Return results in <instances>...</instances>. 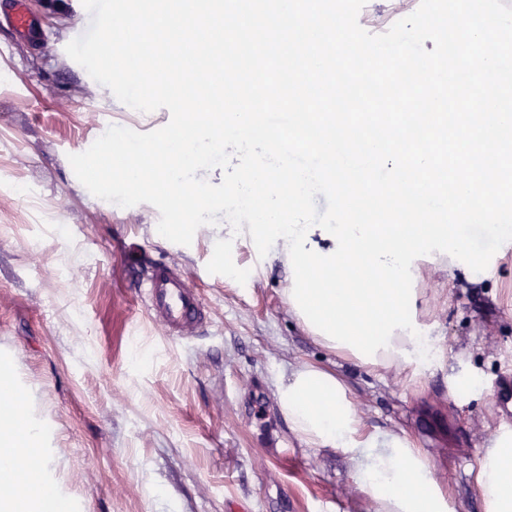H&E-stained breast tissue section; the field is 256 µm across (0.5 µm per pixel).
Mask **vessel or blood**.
<instances>
[{
    "label": "vessel or blood",
    "instance_id": "obj_1",
    "mask_svg": "<svg viewBox=\"0 0 512 512\" xmlns=\"http://www.w3.org/2000/svg\"><path fill=\"white\" fill-rule=\"evenodd\" d=\"M137 288L145 312L169 336L189 337L208 321V311L197 290L169 264L145 263Z\"/></svg>",
    "mask_w": 512,
    "mask_h": 512
}]
</instances>
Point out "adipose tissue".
<instances>
[{
	"label": "adipose tissue",
	"instance_id": "adipose-tissue-1",
	"mask_svg": "<svg viewBox=\"0 0 512 512\" xmlns=\"http://www.w3.org/2000/svg\"><path fill=\"white\" fill-rule=\"evenodd\" d=\"M274 6L287 15L292 32L287 45L276 46V53L302 58L309 69H323L336 53L361 58L371 69L393 68L406 59L412 63L406 79L416 84L512 89V56L485 42L483 30L471 25L473 16L485 14V0H460L448 13L449 25L468 39L460 46V55H467L468 43L484 45L483 53L464 71L455 69L443 54L416 48L411 38L390 47L363 45L341 22L298 9L295 0H275ZM323 121L315 148L324 156L323 183L336 194V223L318 228L284 224L279 212L266 210L264 202L257 201L240 210L245 231L250 240L287 264L288 305L320 345L371 370L410 364L420 358L423 339L412 313L419 296L412 286L416 259L435 250L449 261L464 259L472 269H480L483 262L472 252L464 225L480 223L495 234L512 211V163L486 171L479 160L481 151L499 147L512 134V113H463L455 129V150L447 162L448 175L456 184L450 194L435 184L431 176L435 159L429 153L388 152L382 144L371 143L361 153L358 168L338 164L333 148L337 141L352 137L351 121L332 112ZM381 163L390 165L392 181L386 193L370 203L386 221L364 224L352 216L346 189L355 184L357 175ZM249 184L286 200L292 214L302 213L304 183L292 170L284 168L271 177L257 170ZM475 196L484 200L477 210L469 204ZM316 230L330 241V248L311 249ZM327 270L339 271L340 276L323 288L318 276ZM378 285L390 288L383 304L386 316L379 321L364 319L360 310ZM277 397L291 430L308 445L350 453L355 482L374 501L375 512H445V498L426 453L399 435L381 441L365 433L350 388L336 371L299 364L280 381ZM17 421V431L0 433V482L17 487L15 494L0 499V512H44L49 504L56 512H68V501L52 483L40 477L23 479L25 463L41 451L43 436L26 414H19ZM475 482L486 512H512V434L495 437L476 470Z\"/></svg>",
	"mask_w": 512,
	"mask_h": 512
}]
</instances>
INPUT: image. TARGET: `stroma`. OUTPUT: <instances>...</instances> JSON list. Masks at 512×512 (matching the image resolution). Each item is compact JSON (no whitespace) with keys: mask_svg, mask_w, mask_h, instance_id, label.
<instances>
[{"mask_svg":"<svg viewBox=\"0 0 512 512\" xmlns=\"http://www.w3.org/2000/svg\"><path fill=\"white\" fill-rule=\"evenodd\" d=\"M0 0V361L43 435L40 471L72 512H374L341 449L290 430L277 385L301 362L350 387L366 433L427 451L446 512H486L474 475L508 416L512 384V247L464 228L485 270L423 263L416 317L437 354L373 372L318 344L290 311L287 268L235 239L250 271L238 284L206 265L224 236L204 225L191 245L157 231L158 210L92 195L69 155L109 126L150 132L168 109L140 112L110 96L66 51L82 0H25L37 40L17 35ZM359 42L402 35L446 52L434 22L450 0H335ZM173 264L200 291L210 321L174 340L132 285L140 255ZM473 377L481 387L456 386Z\"/></svg>","mask_w":512,"mask_h":512,"instance_id":"stroma-1","label":"stroma"}]
</instances>
